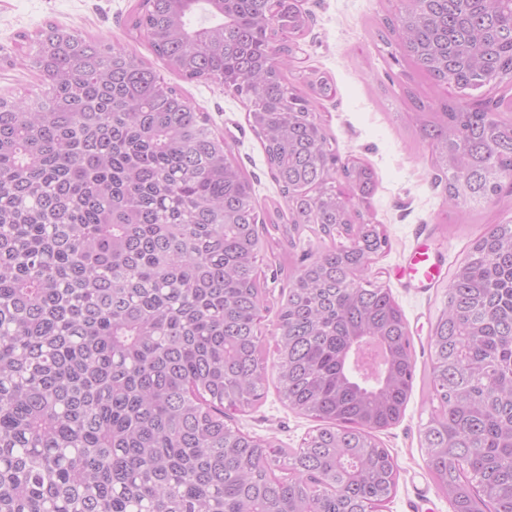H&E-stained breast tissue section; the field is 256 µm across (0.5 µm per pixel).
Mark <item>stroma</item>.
Returning <instances> with one entry per match:
<instances>
[{
    "label": "stroma",
    "mask_w": 512,
    "mask_h": 512,
    "mask_svg": "<svg viewBox=\"0 0 512 512\" xmlns=\"http://www.w3.org/2000/svg\"><path fill=\"white\" fill-rule=\"evenodd\" d=\"M136 2L0 0V96L35 92L37 78L19 36L49 22L127 44L161 69L146 40L127 26ZM401 5V0H300L309 24L291 41L294 51L286 75L300 88L312 74L328 78L331 89L316 98L314 106L330 144L340 159L357 160L375 172L376 189L362 211L382 226L389 246L376 258L370 279L388 289L402 309L421 371L430 358L431 329L448 278L488 225L512 220V185L504 186L494 202L461 208L448 207L442 190L433 187L432 153L416 138L408 115L414 110L413 99H420L425 111L437 112L447 95L413 67L399 39L385 30L386 18ZM163 77L180 88L192 106L207 113L229 156L252 181L258 213L270 216L283 198L248 121L246 102L218 82L187 81L169 71ZM420 247L428 249L440 268L436 281L428 285L403 274ZM434 409L426 389L415 385L400 422L377 434L399 470L383 512H453L431 478L421 445L420 433ZM232 424L285 448L300 447L316 427L312 418L282 401L272 370L261 401L234 413Z\"/></svg>",
    "instance_id": "35a3bbf8"
}]
</instances>
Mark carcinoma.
Here are the masks:
<instances>
[{
    "mask_svg": "<svg viewBox=\"0 0 512 512\" xmlns=\"http://www.w3.org/2000/svg\"><path fill=\"white\" fill-rule=\"evenodd\" d=\"M138 0L130 29L165 67L245 96L286 209L332 238L374 171L336 169L310 96L288 83L296 0ZM389 25L414 66L457 90L417 112L452 207L512 184V119L468 91L512 76V0H410ZM280 37L281 46L272 47ZM28 42L36 99L0 97V512H371L399 473L375 433L416 378L403 311L367 280L378 224L281 266L273 368L319 422L300 448L228 425L266 382L251 180L200 112L128 46L47 23ZM372 337L384 351L356 365ZM421 432L454 512H512V224L479 236L444 289Z\"/></svg>",
    "mask_w": 512,
    "mask_h": 512,
    "instance_id": "carcinoma-1",
    "label": "carcinoma"
}]
</instances>
